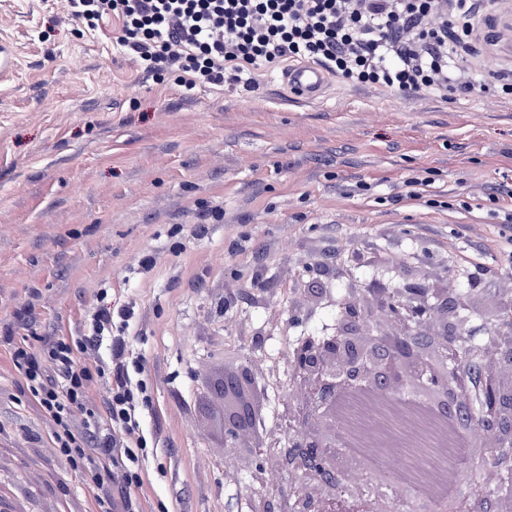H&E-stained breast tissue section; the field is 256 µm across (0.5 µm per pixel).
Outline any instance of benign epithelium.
<instances>
[{"label": "benign epithelium", "instance_id": "obj_1", "mask_svg": "<svg viewBox=\"0 0 512 512\" xmlns=\"http://www.w3.org/2000/svg\"><path fill=\"white\" fill-rule=\"evenodd\" d=\"M333 271L317 267L303 288L309 302L327 297ZM470 290L448 296V289L430 283L405 282L395 288L377 283L355 302L344 306L336 324L323 336H307L289 354L292 386L301 401L286 404L288 427L296 443L281 445L272 437L274 451L255 465L253 477L288 480L293 486L291 512H330L335 501L334 478L344 481L346 496L372 505L374 512H391L390 500L378 487L369 488L363 470L338 456L340 436L333 408L349 389L371 386L397 397L413 380L440 399L439 410L460 420L479 403L480 428L488 446L512 439V371L504 373V353L512 350V297L497 309L498 328L492 337L475 343L481 374L474 380L462 372L451 382L439 383L435 361L451 358L450 338L465 330L475 334ZM224 447H238V420L224 418Z\"/></svg>", "mask_w": 512, "mask_h": 512}]
</instances>
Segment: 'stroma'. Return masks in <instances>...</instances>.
I'll return each mask as SVG.
<instances>
[{
  "label": "stroma",
  "mask_w": 512,
  "mask_h": 512,
  "mask_svg": "<svg viewBox=\"0 0 512 512\" xmlns=\"http://www.w3.org/2000/svg\"><path fill=\"white\" fill-rule=\"evenodd\" d=\"M477 18L489 76L512 70V28ZM115 23L82 33L49 0H0V499L10 512H96L101 464L75 470L20 385L16 343L81 336L101 292L134 302L128 345L153 381L158 434L140 512H249L256 486L183 397L213 357L251 365L277 422L294 394L288 351L301 329V276L343 273L305 329L336 320L346 276L371 287L393 270L431 281L481 279L476 316L512 297V247L490 195L512 184V99L401 96L331 81L305 102L287 64L239 85L186 91L156 83L112 45ZM434 173L444 209L406 199ZM371 184L369 194L357 191ZM150 274H139L143 256Z\"/></svg>",
  "instance_id": "1"
}]
</instances>
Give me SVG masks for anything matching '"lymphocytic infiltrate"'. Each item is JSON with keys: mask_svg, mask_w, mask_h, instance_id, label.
Listing matches in <instances>:
<instances>
[{"mask_svg": "<svg viewBox=\"0 0 512 512\" xmlns=\"http://www.w3.org/2000/svg\"><path fill=\"white\" fill-rule=\"evenodd\" d=\"M63 13L86 30L104 19L119 23L116 45L144 74L174 76L181 87L256 85V75L286 61L311 62L337 80L400 95H469L483 88L480 74L464 67L476 52L474 28L486 0H59ZM130 306L101 303L92 333L41 340L40 356L14 346L24 390L49 423L56 452L76 469L94 460L112 467L115 497L100 496V512H137L132 487L141 482L154 433L143 418L154 407L152 382L125 331ZM108 387L111 435L97 429L85 391ZM335 415L349 434L348 453L360 461L384 457L392 439L389 420L411 419L448 453L457 444L480 445L460 433L428 397L398 403L374 388L345 394ZM396 483L432 499L448 497L458 480L450 466L403 470Z\"/></svg>", "mask_w": 512, "mask_h": 512, "instance_id": "1", "label": "lymphocytic infiltrate"}]
</instances>
